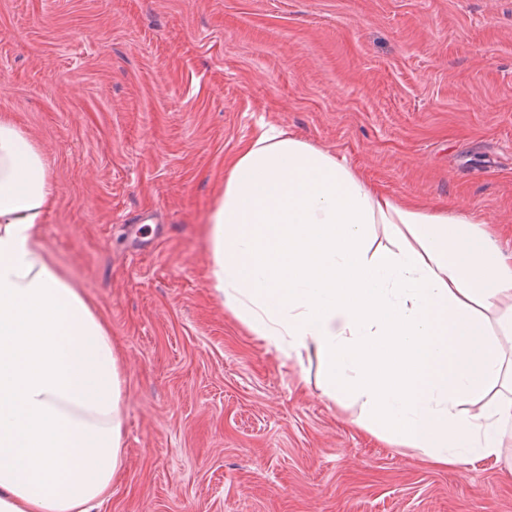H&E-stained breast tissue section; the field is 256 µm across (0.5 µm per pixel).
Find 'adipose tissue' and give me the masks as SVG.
<instances>
[{"label": "adipose tissue", "mask_w": 512, "mask_h": 512, "mask_svg": "<svg viewBox=\"0 0 512 512\" xmlns=\"http://www.w3.org/2000/svg\"><path fill=\"white\" fill-rule=\"evenodd\" d=\"M53 198L45 156L0 117V512H95L121 464L109 329L40 245ZM208 233L225 309L284 359L317 358L359 427L443 467L512 442V262L493 225L263 124L228 160Z\"/></svg>", "instance_id": "ef3b65f1"}]
</instances>
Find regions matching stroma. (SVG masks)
I'll return each instance as SVG.
<instances>
[{
	"instance_id": "35a3bbf8",
	"label": "stroma",
	"mask_w": 512,
	"mask_h": 512,
	"mask_svg": "<svg viewBox=\"0 0 512 512\" xmlns=\"http://www.w3.org/2000/svg\"><path fill=\"white\" fill-rule=\"evenodd\" d=\"M1 116L48 161L42 246L120 360L98 512H512V447L461 475L358 428L317 359L225 310L207 234L264 121L512 254V0H0Z\"/></svg>"
}]
</instances>
